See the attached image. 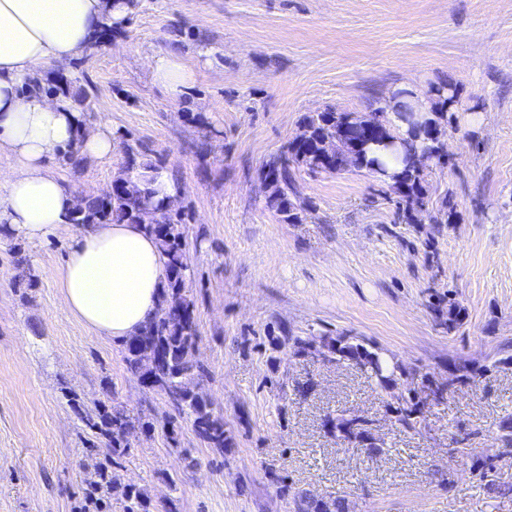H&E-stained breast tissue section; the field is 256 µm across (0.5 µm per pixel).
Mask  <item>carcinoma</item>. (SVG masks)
<instances>
[{"label": "carcinoma", "instance_id": "cac0c4a2", "mask_svg": "<svg viewBox=\"0 0 512 512\" xmlns=\"http://www.w3.org/2000/svg\"><path fill=\"white\" fill-rule=\"evenodd\" d=\"M35 86L47 92L59 93L83 108H91V93L78 88L69 80H38ZM445 86L437 89L430 111L424 113L422 125L408 129L410 137L402 139L383 125L370 134L364 128L367 117L354 112L326 109L303 117L300 134L286 148L269 157L260 169L259 179L266 193V203L284 224H301L308 212V204L296 187L297 173L310 175L333 174L352 152L354 141L372 135V140L359 151V168L392 180L390 190L395 195L396 215L404 224H417L429 211L425 167L417 160L431 156L439 164L447 162L448 153L440 139L442 128L453 123L448 110V92ZM118 139L125 161L113 179L111 191L105 195L88 196L81 208L67 215V223L77 226L91 224H142L159 243L165 257L166 276L162 285L160 308L142 331L123 342L127 370L137 376L149 389L165 395L178 414L192 424L197 438L208 448L219 452L229 446L224 430V416L215 412L203 388L207 370L196 359L200 334L195 316V302L187 280L188 256L183 217L171 216L163 224L152 223L151 210L163 208L153 184L164 166L149 159L153 150L143 141H130L124 134ZM402 151V167L387 172L380 159L382 153ZM463 307L454 298H448V330L460 327ZM292 344L297 351L319 353L324 360H351L375 379L379 388L390 394L387 413L394 422L408 430H415L424 422L427 404L396 393L399 379L390 372L379 353L369 349L370 342L361 336H299L286 335L276 341ZM479 374V369L464 361L448 364V376L434 382L431 392L440 400L458 386H464ZM83 430L98 440L92 445H104L103 457L89 456L93 479L83 491L79 512H111L112 499L124 503L125 512H150V503L134 485L121 486L112 477V467L124 457L130 444L128 436L135 428L132 417L120 410L101 404L93 409L71 404ZM324 425L336 438L355 448H365L372 454L382 452L373 434V421L362 416L338 414L327 417ZM452 454H465L472 459L470 472L485 483L489 492L498 496L512 494V486L493 479L499 462L508 461L500 448L512 449V416L503 418L489 448L479 453L471 448L470 437L454 439ZM295 512H347V502L340 496L326 499L293 494Z\"/></svg>", "mask_w": 512, "mask_h": 512}]
</instances>
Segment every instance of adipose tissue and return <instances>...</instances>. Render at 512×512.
<instances>
[{
    "label": "adipose tissue",
    "mask_w": 512,
    "mask_h": 512,
    "mask_svg": "<svg viewBox=\"0 0 512 512\" xmlns=\"http://www.w3.org/2000/svg\"><path fill=\"white\" fill-rule=\"evenodd\" d=\"M113 0H0V237L41 242L71 210L76 191L50 169L69 144L109 160L114 134L70 101L22 94L27 80L83 57L103 25L123 17ZM165 279L157 241L139 224H95L73 236L58 282L66 309L98 335H137L156 314Z\"/></svg>",
    "instance_id": "obj_1"
}]
</instances>
